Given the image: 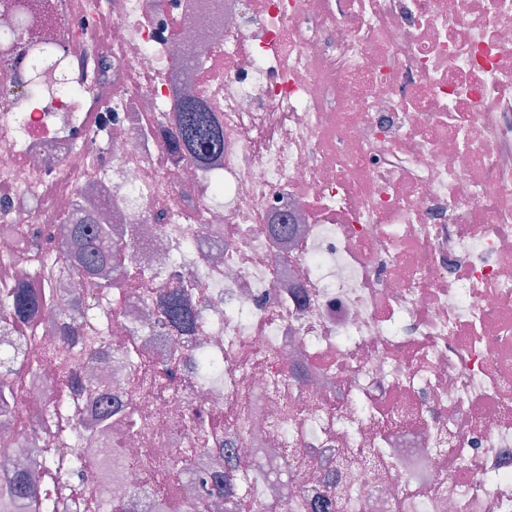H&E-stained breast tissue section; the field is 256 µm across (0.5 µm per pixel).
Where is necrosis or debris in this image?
<instances>
[{"instance_id":"4bbe7bcc","label":"necrosis or debris","mask_w":512,"mask_h":512,"mask_svg":"<svg viewBox=\"0 0 512 512\" xmlns=\"http://www.w3.org/2000/svg\"><path fill=\"white\" fill-rule=\"evenodd\" d=\"M180 93L224 125L209 187L165 157ZM82 193L137 270L92 378L137 424L94 448L125 512H161L145 473L176 469L191 413L183 501L229 457L227 512H311L332 475L344 512H512V0H0L1 292L39 276L17 231L53 250ZM178 278L183 335L152 317ZM54 286L0 423V489L24 469L39 497L56 429L97 420L44 414L63 316L102 306Z\"/></svg>"}]
</instances>
